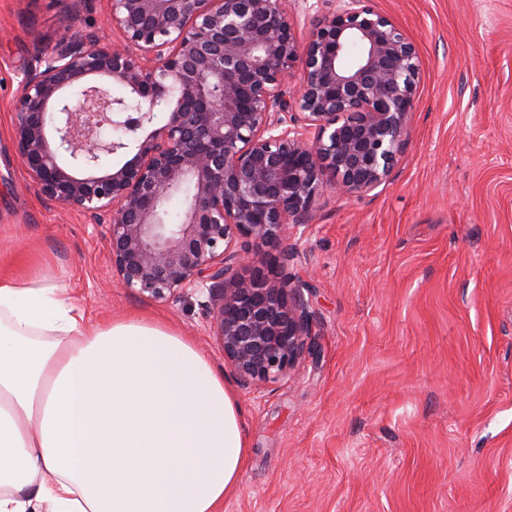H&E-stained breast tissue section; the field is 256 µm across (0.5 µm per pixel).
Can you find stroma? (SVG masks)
<instances>
[{
	"instance_id": "stroma-1",
	"label": "stroma",
	"mask_w": 512,
	"mask_h": 512,
	"mask_svg": "<svg viewBox=\"0 0 512 512\" xmlns=\"http://www.w3.org/2000/svg\"><path fill=\"white\" fill-rule=\"evenodd\" d=\"M414 43L410 141L391 179L325 194L282 240L307 280L297 366L253 393L198 294L115 287L107 227L42 197L15 160L12 101L63 34L104 35L107 0H0V273L24 264L93 320L158 317L244 410L224 512H512V0H370Z\"/></svg>"
}]
</instances>
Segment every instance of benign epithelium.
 I'll use <instances>...</instances> for the list:
<instances>
[{
	"mask_svg": "<svg viewBox=\"0 0 512 512\" xmlns=\"http://www.w3.org/2000/svg\"><path fill=\"white\" fill-rule=\"evenodd\" d=\"M336 3L302 50L288 0H110L118 40L72 35L64 17L66 35L35 56L14 100L17 159L39 193L108 226L115 285L156 301L204 297L224 362L253 392L293 369L309 328L310 284L287 272L279 243L309 226L324 189L380 186L409 141L414 44L369 0ZM297 64L303 79L286 91ZM93 75L135 106L86 85ZM77 86L73 104L63 93ZM160 100L166 120L131 159L74 173L128 148L102 139L103 126L135 134ZM186 184L183 221L164 223ZM242 239L273 251L258 261Z\"/></svg>",
	"mask_w": 512,
	"mask_h": 512,
	"instance_id": "benign-epithelium-1",
	"label": "benign epithelium"
}]
</instances>
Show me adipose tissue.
Returning <instances> with one entry per match:
<instances>
[{"mask_svg": "<svg viewBox=\"0 0 512 512\" xmlns=\"http://www.w3.org/2000/svg\"><path fill=\"white\" fill-rule=\"evenodd\" d=\"M246 457L232 389L174 327L0 276V512H221Z\"/></svg>", "mask_w": 512, "mask_h": 512, "instance_id": "adipose-tissue-1", "label": "adipose tissue"}]
</instances>
